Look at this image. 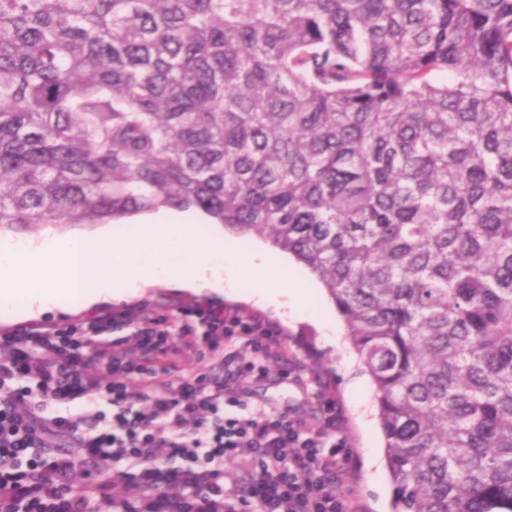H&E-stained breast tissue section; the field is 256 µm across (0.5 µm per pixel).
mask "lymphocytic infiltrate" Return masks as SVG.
<instances>
[{
    "label": "lymphocytic infiltrate",
    "instance_id": "f902f5d3",
    "mask_svg": "<svg viewBox=\"0 0 512 512\" xmlns=\"http://www.w3.org/2000/svg\"><path fill=\"white\" fill-rule=\"evenodd\" d=\"M276 340L258 317L206 306L175 319L109 310L1 334L0 512H358L332 398L313 428L248 411L239 380L265 376ZM191 355L198 361L182 374ZM77 403L98 412H73ZM228 460L242 470L233 486ZM80 468L92 477L76 489Z\"/></svg>",
    "mask_w": 512,
    "mask_h": 512
}]
</instances>
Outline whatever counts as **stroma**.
Here are the masks:
<instances>
[{
    "mask_svg": "<svg viewBox=\"0 0 512 512\" xmlns=\"http://www.w3.org/2000/svg\"><path fill=\"white\" fill-rule=\"evenodd\" d=\"M254 286L252 279L242 278L237 283L238 297L230 298L157 283L145 288L137 302L172 317L179 309L206 302L220 308L245 310L275 325L280 336L268 352L267 378L254 381L244 377L239 381L251 411H285L312 424L318 416L314 395L326 391L335 399L340 415L335 440L355 459L356 469L348 491L360 512H390L392 487L373 386L366 376L360 378V384L352 382L360 362L333 303L322 285H315L304 298L307 311L303 317L290 318L274 307L248 302L246 296ZM369 450L377 460L372 467L365 462Z\"/></svg>",
    "mask_w": 512,
    "mask_h": 512,
    "instance_id": "stroma-1",
    "label": "stroma"
}]
</instances>
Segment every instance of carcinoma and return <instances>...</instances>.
Returning a JSON list of instances; mask_svg holds the SVG:
<instances>
[{"label":"carcinoma","instance_id":"carcinoma-1","mask_svg":"<svg viewBox=\"0 0 512 512\" xmlns=\"http://www.w3.org/2000/svg\"><path fill=\"white\" fill-rule=\"evenodd\" d=\"M161 208L323 284L393 512H512V0H0V228Z\"/></svg>","mask_w":512,"mask_h":512}]
</instances>
